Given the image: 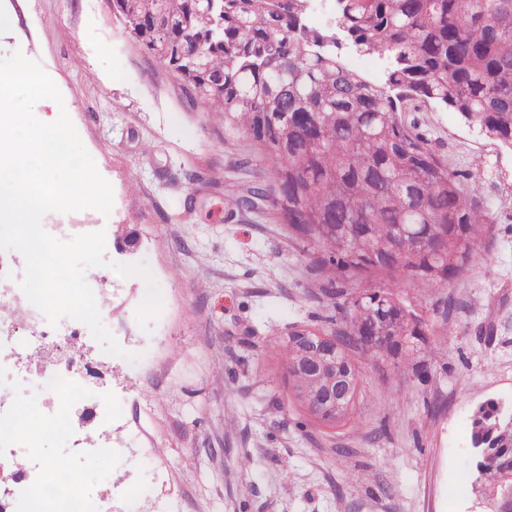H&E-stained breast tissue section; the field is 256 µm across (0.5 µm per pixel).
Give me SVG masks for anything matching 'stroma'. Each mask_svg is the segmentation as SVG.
I'll use <instances>...</instances> for the list:
<instances>
[{
	"label": "stroma",
	"instance_id": "stroma-1",
	"mask_svg": "<svg viewBox=\"0 0 512 512\" xmlns=\"http://www.w3.org/2000/svg\"><path fill=\"white\" fill-rule=\"evenodd\" d=\"M13 23L0 30V59L40 64L113 191L109 214L50 213L48 224L104 231L101 320L136 361L105 353L91 333L72 340L94 397L76 429L96 423L100 399L120 405L112 448L68 458L74 435L42 426L67 398L40 400L38 357L0 385V426L15 407L38 425L0 439L5 474L47 471L66 458L88 488L112 491V512L149 485L145 512H478L471 416L489 398L512 396V149L486 138L453 109L418 120L437 154L465 172L492 222L484 259L447 287L401 286L429 328L426 372L359 359L350 420L329 429L293 404L278 342L330 311L303 251L270 203L243 208L248 187H268L266 166L241 128L190 100L129 40L105 0H0ZM147 265L163 305L140 325L142 278L112 263Z\"/></svg>",
	"mask_w": 512,
	"mask_h": 512
}]
</instances>
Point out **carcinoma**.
Segmentation results:
<instances>
[{
    "instance_id": "carcinoma-1",
    "label": "carcinoma",
    "mask_w": 512,
    "mask_h": 512,
    "mask_svg": "<svg viewBox=\"0 0 512 512\" xmlns=\"http://www.w3.org/2000/svg\"><path fill=\"white\" fill-rule=\"evenodd\" d=\"M114 0L112 18L179 78L193 99L244 127L265 158L272 207L336 311V328H302L281 341L295 401L353 383L347 408H324L334 428L356 404V356L410 363L424 322L397 295L407 283L448 287L482 258L488 210L404 112L451 108L512 149V0ZM376 55L384 78L349 68L342 51ZM321 335L308 365L297 340ZM476 407L470 441L488 457L476 478L498 486L512 512V426Z\"/></svg>"
}]
</instances>
